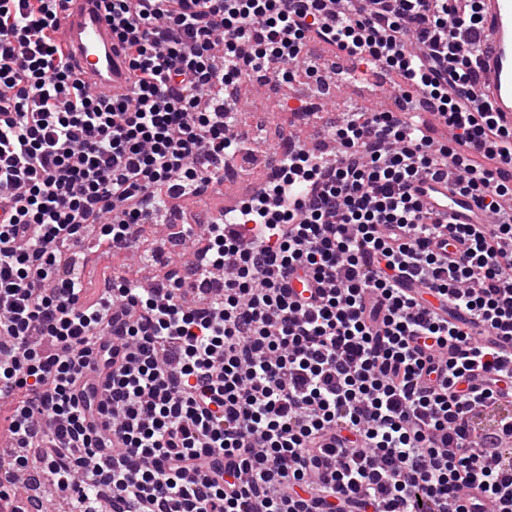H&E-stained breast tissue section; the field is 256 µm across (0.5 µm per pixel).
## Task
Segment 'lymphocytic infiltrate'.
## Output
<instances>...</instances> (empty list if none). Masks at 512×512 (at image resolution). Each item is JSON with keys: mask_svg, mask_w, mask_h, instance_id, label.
<instances>
[{"mask_svg": "<svg viewBox=\"0 0 512 512\" xmlns=\"http://www.w3.org/2000/svg\"><path fill=\"white\" fill-rule=\"evenodd\" d=\"M61 2L0 0V512L35 466L72 512H512V417L482 422L512 407V129L474 104L475 0H99L128 64L112 96L64 64ZM313 34L401 74L398 111L337 123L335 152L298 147L207 225L223 293H88L89 227L119 251L165 195L215 185L226 89L315 77ZM450 169L491 223L420 201Z\"/></svg>", "mask_w": 512, "mask_h": 512, "instance_id": "f902f5d3", "label": "lymphocytic infiltrate"}]
</instances>
